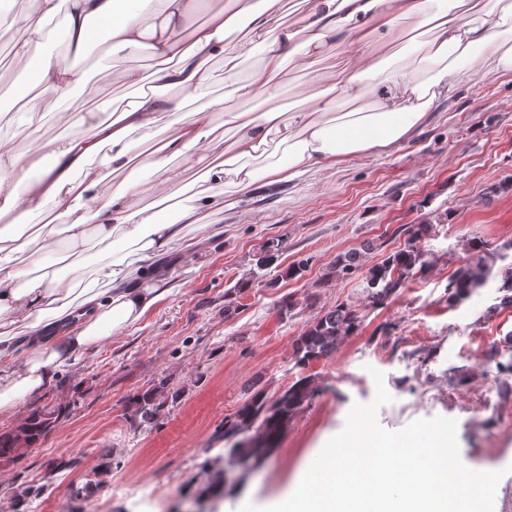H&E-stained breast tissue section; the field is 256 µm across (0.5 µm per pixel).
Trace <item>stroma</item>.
<instances>
[{
  "label": "stroma",
  "instance_id": "1",
  "mask_svg": "<svg viewBox=\"0 0 512 512\" xmlns=\"http://www.w3.org/2000/svg\"><path fill=\"white\" fill-rule=\"evenodd\" d=\"M152 75L147 55L82 60L86 76L72 110H113L132 101L121 71ZM30 81L0 39V139L35 124L42 139L83 136L50 112H26ZM210 229L196 231L190 256L145 262L143 283L165 278L170 292L122 334L80 355L74 371L25 403L64 407L49 432L12 462L0 461V512H239L292 492L324 443L344 427L354 403L376 395L380 371L392 397L377 414L397 431L417 419L457 422L464 464L500 470L494 512H512V392L492 378L512 338L500 271L512 264V71L435 100L427 120L392 151L313 170L245 191L215 189ZM428 224L430 261L397 296L373 308L361 273L328 276L336 255L362 253L363 266L403 247L396 228ZM479 239L500 255L487 284L459 305L448 283ZM281 251L256 265L268 242ZM374 250H365V243ZM307 260L301 275L289 265ZM242 292L234 287L242 281ZM291 309H284V302ZM347 304L357 328L306 365L295 347L327 310ZM311 377V396L289 421L265 464L233 488L209 490L201 473L226 465L224 420L253 395L275 398ZM163 386L155 422L135 427L138 395Z\"/></svg>",
  "mask_w": 512,
  "mask_h": 512
}]
</instances>
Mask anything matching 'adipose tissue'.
Instances as JSON below:
<instances>
[{"instance_id":"adipose-tissue-1","label":"adipose tissue","mask_w":512,"mask_h":512,"mask_svg":"<svg viewBox=\"0 0 512 512\" xmlns=\"http://www.w3.org/2000/svg\"><path fill=\"white\" fill-rule=\"evenodd\" d=\"M199 0H154L148 17L119 10L117 0H37L35 12L19 11L8 26L16 68L29 69L44 44L45 22L64 14L74 57L106 28L111 52H147L162 60L159 91L143 93L103 122L94 112L62 111L65 123L87 136L60 135L41 142L19 131L0 140V217L14 210L46 216V223L0 224V413L16 414L29 394L54 387L74 366L76 354L100 346L140 320L166 291L158 284L128 287L143 262L184 251L191 231L208 228L211 200L201 185L243 191L263 180H288L298 169L329 171L351 159L391 151L425 119L430 106L463 85L512 71V0H315L300 26L279 20L282 0H217L196 28L188 21ZM421 32L413 58L389 69L382 48ZM339 46L349 62L329 82L313 77L315 62ZM261 48L258 69L239 79V59ZM224 59V98L257 102L258 111H224V141H216L213 102L182 111L168 88L203 91L208 65ZM294 73L309 75L305 104L277 106ZM82 80L76 66L45 60L35 74L29 112L46 99L64 101ZM348 104L345 112L337 103ZM151 145L143 179L133 168L131 138ZM54 164L34 182L18 176L34 164V151ZM195 170L175 204L181 221L163 217L169 184L182 182V163ZM124 181L106 188L108 175ZM151 205L139 206L142 196ZM61 239L63 251L38 252ZM107 248L86 278L58 272L59 263L81 260L91 248ZM28 336L32 355L16 353Z\"/></svg>"}]
</instances>
